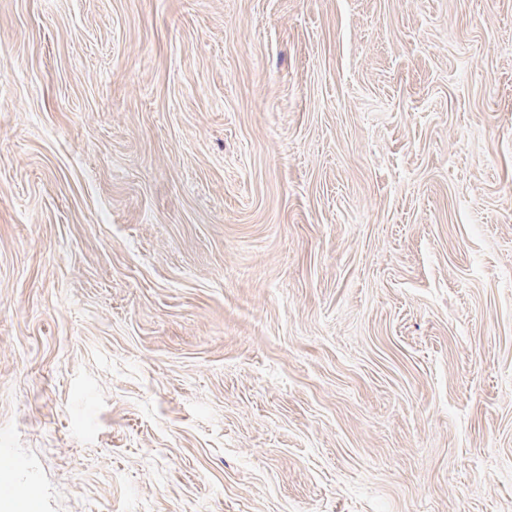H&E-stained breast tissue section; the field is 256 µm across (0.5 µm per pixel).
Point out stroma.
<instances>
[{
	"instance_id": "obj_1",
	"label": "stroma",
	"mask_w": 512,
	"mask_h": 512,
	"mask_svg": "<svg viewBox=\"0 0 512 512\" xmlns=\"http://www.w3.org/2000/svg\"><path fill=\"white\" fill-rule=\"evenodd\" d=\"M0 512H512V0H0Z\"/></svg>"
}]
</instances>
